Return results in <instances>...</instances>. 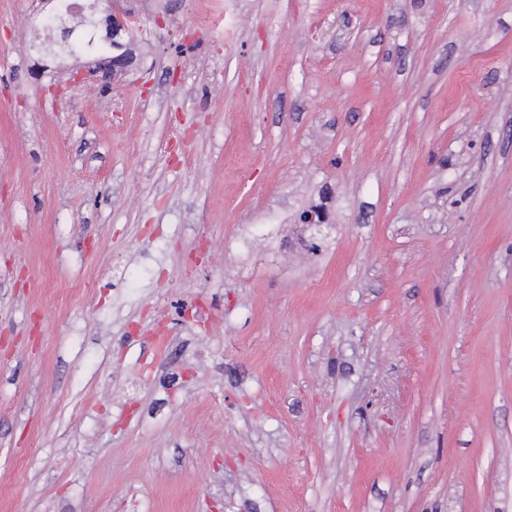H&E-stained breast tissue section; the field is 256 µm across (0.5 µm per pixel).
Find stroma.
<instances>
[{
	"label": "stroma",
	"instance_id": "35a3bbf8",
	"mask_svg": "<svg viewBox=\"0 0 512 512\" xmlns=\"http://www.w3.org/2000/svg\"><path fill=\"white\" fill-rule=\"evenodd\" d=\"M219 2L0 0V512H512V0ZM106 2V16L107 21V34L106 38L110 43L127 34L132 28V15L127 13L124 9L116 8L115 2L112 0L103 1Z\"/></svg>",
	"mask_w": 512,
	"mask_h": 512
}]
</instances>
